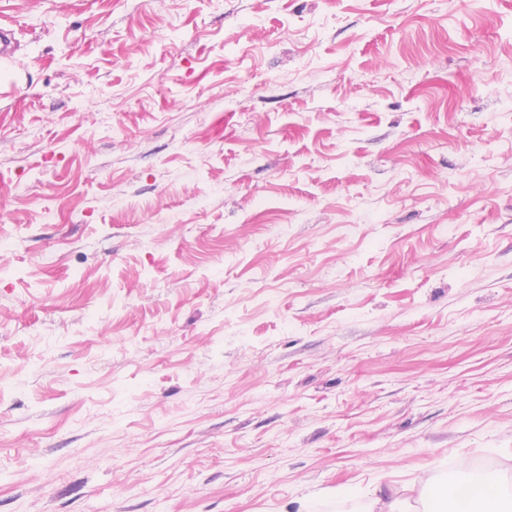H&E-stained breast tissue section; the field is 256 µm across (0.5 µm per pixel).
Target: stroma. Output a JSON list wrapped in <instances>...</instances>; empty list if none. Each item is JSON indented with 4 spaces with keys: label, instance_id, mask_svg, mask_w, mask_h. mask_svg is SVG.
I'll list each match as a JSON object with an SVG mask.
<instances>
[{
    "label": "stroma",
    "instance_id": "stroma-1",
    "mask_svg": "<svg viewBox=\"0 0 512 512\" xmlns=\"http://www.w3.org/2000/svg\"><path fill=\"white\" fill-rule=\"evenodd\" d=\"M0 23V512L512 477V0Z\"/></svg>",
    "mask_w": 512,
    "mask_h": 512
}]
</instances>
